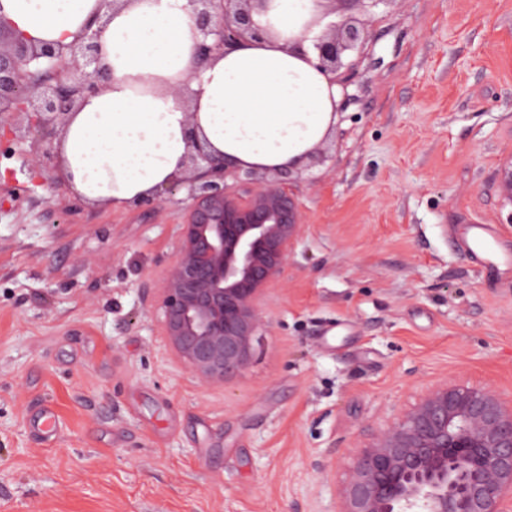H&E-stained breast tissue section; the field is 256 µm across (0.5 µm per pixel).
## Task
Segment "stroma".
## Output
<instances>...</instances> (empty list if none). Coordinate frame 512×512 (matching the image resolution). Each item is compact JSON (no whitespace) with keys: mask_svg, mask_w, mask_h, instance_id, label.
<instances>
[{"mask_svg":"<svg viewBox=\"0 0 512 512\" xmlns=\"http://www.w3.org/2000/svg\"><path fill=\"white\" fill-rule=\"evenodd\" d=\"M251 361L204 388L159 288L189 201L91 206L0 128V512H339L370 435L433 384L512 398V0H382ZM52 406L53 439L33 427ZM470 231L472 247L484 256L483 260L489 267L498 271L512 269L511 255L496 253L485 225L472 224Z\"/></svg>","mask_w":512,"mask_h":512,"instance_id":"1","label":"stroma"}]
</instances>
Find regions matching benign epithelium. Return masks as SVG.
Masks as SVG:
<instances>
[{"mask_svg": "<svg viewBox=\"0 0 512 512\" xmlns=\"http://www.w3.org/2000/svg\"><path fill=\"white\" fill-rule=\"evenodd\" d=\"M266 0H189L201 66L263 37L253 21ZM364 22L343 16L317 38L313 66L347 86L363 43ZM87 27L66 46L29 45L0 25V119L22 113L32 97L39 123L62 131L70 111L111 72ZM58 166L54 139L31 156ZM295 167L243 168L190 135L181 172L139 205H163L180 190L190 200L174 260L160 288L166 345L198 382L220 386L249 365L266 325L264 301L279 284L301 237L291 184ZM512 206V158L500 169ZM512 502V403L488 387L438 383L360 449L340 491L339 512H504Z\"/></svg>", "mask_w": 512, "mask_h": 512, "instance_id": "7a95c632", "label": "benign epithelium"}]
</instances>
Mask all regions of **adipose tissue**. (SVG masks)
<instances>
[{"mask_svg":"<svg viewBox=\"0 0 512 512\" xmlns=\"http://www.w3.org/2000/svg\"><path fill=\"white\" fill-rule=\"evenodd\" d=\"M314 0H269L254 22L263 39L195 64L188 0H0V24L34 44L67 45L96 15L111 80L73 109L60 139L62 173L84 202L130 204L178 171L192 127L246 166L296 162L334 123L337 86L312 64L317 31H304ZM185 87L188 98L173 94Z\"/></svg>","mask_w":512,"mask_h":512,"instance_id":"ef3b65f1","label":"adipose tissue"}]
</instances>
